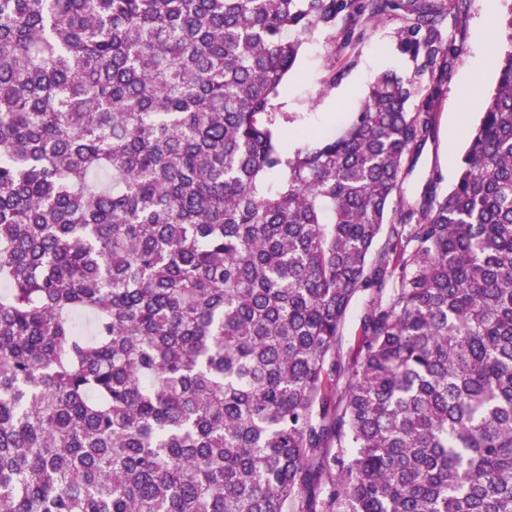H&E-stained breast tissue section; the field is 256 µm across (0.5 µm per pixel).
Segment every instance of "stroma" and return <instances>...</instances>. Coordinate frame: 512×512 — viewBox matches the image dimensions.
<instances>
[{
	"label": "stroma",
	"instance_id": "1",
	"mask_svg": "<svg viewBox=\"0 0 512 512\" xmlns=\"http://www.w3.org/2000/svg\"><path fill=\"white\" fill-rule=\"evenodd\" d=\"M511 10L512 0H451L436 23L440 45L448 50L446 72L437 85L425 55L415 56L402 48L403 10L389 11L379 21L361 15L350 37L340 27L316 30L304 44L279 98L282 111L301 115L298 123L283 126V139L294 142L301 128L318 134L338 132L339 118L358 107L381 72L392 70L412 85L410 111L427 108L435 114L432 132L405 167L403 200L420 205L431 183L438 192H446L467 146L466 130L478 123L497 85L494 65H487L476 83L470 71L488 54L490 36L501 34L500 23Z\"/></svg>",
	"mask_w": 512,
	"mask_h": 512
}]
</instances>
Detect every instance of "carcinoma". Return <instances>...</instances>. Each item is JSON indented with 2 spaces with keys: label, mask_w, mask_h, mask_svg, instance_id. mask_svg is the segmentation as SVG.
I'll return each instance as SVG.
<instances>
[{
  "label": "carcinoma",
  "mask_w": 512,
  "mask_h": 512,
  "mask_svg": "<svg viewBox=\"0 0 512 512\" xmlns=\"http://www.w3.org/2000/svg\"><path fill=\"white\" fill-rule=\"evenodd\" d=\"M396 6L0 0V512H512V11L447 194L391 206L394 71L281 140L307 37ZM368 299V296L362 295L355 300L347 315L339 341L340 350L346 360L352 356L353 349L357 344L358 336H360V318L368 304Z\"/></svg>",
  "instance_id": "1"
}]
</instances>
